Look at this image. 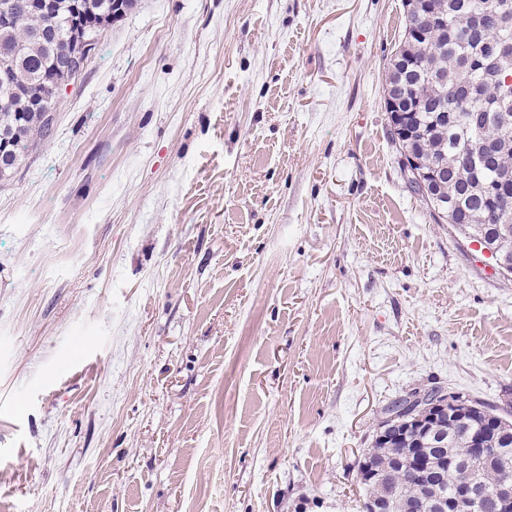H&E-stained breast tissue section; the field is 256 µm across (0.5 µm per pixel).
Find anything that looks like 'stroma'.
I'll return each mask as SVG.
<instances>
[{"instance_id": "35a3bbf8", "label": "stroma", "mask_w": 512, "mask_h": 512, "mask_svg": "<svg viewBox=\"0 0 512 512\" xmlns=\"http://www.w3.org/2000/svg\"><path fill=\"white\" fill-rule=\"evenodd\" d=\"M403 0H135L0 180V512H354L385 408L512 405V275L408 186Z\"/></svg>"}]
</instances>
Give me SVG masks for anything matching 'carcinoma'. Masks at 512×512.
I'll return each instance as SVG.
<instances>
[{"label":"carcinoma","instance_id":"cac0c4a2","mask_svg":"<svg viewBox=\"0 0 512 512\" xmlns=\"http://www.w3.org/2000/svg\"><path fill=\"white\" fill-rule=\"evenodd\" d=\"M14 2L10 28L0 29V57L19 45L24 56L13 83L0 84V135L11 142L1 179L29 146L51 136L53 108L33 110L28 102L62 79L60 70L85 68L77 33L97 34L134 0H122L120 7L114 0H88L84 15L72 14L71 0H56L54 22L29 9L27 0ZM437 5L439 13L429 14L405 0L404 34L388 79L396 80L400 58L412 67L415 92L401 100L407 113L390 122V136L400 154L442 170L441 194L453 204L452 226L461 235H482L490 248L512 252V234L497 232L501 224L512 225V183L500 185L494 199L488 193L502 174H512V0ZM440 393L415 389L385 410L357 463V476L374 472L371 480L360 481L362 512H373L388 498L397 512H437L435 501L452 499L471 484V512H506L497 486L512 482V412L469 400L465 418L442 416L420 433L390 423Z\"/></svg>","mask_w":512,"mask_h":512}]
</instances>
